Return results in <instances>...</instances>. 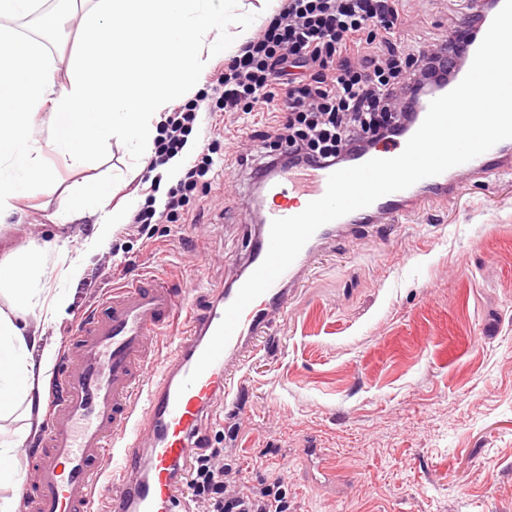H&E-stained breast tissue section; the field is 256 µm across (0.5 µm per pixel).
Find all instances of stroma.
Here are the masks:
<instances>
[{"label":"stroma","instance_id":"35a3bbf8","mask_svg":"<svg viewBox=\"0 0 512 512\" xmlns=\"http://www.w3.org/2000/svg\"><path fill=\"white\" fill-rule=\"evenodd\" d=\"M397 39L417 47L459 19L458 0H402ZM26 38L70 53L77 20ZM192 132L226 156L210 185L152 239L118 228L72 283L67 317L48 328L56 351L112 284L148 273L207 299L237 274L254 235L252 169L275 121L210 110ZM121 142L96 169L113 202L148 199L150 170L133 174ZM57 194L27 208L0 249L55 232ZM224 462L253 488L283 477L288 512H512V184L468 183L399 224L337 242L287 316L264 336L203 423Z\"/></svg>","mask_w":512,"mask_h":512}]
</instances>
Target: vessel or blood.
Instances as JSON below:
<instances>
[{"mask_svg": "<svg viewBox=\"0 0 512 512\" xmlns=\"http://www.w3.org/2000/svg\"><path fill=\"white\" fill-rule=\"evenodd\" d=\"M504 0H472L476 26L464 27L461 54L467 60L483 40ZM456 66L447 86L412 87L414 115L394 142L350 153L339 163L321 162L305 171L278 166L259 184L255 233L243 267L223 293L201 308H181L169 282L145 276L113 287L94 313L75 328L64 353L66 371L49 401L51 427L36 451L22 450L5 468L35 469V485L21 483L22 512H96V497L112 500V512H182L185 489L173 476L189 457L191 433L201 427L217 401L227 399L235 373L260 338L288 314V307L317 260L337 237L356 238L368 225L400 223L413 210L438 199L458 197L470 181L494 175L512 181V139L410 188L320 227L293 264L243 312L219 359L189 388L191 373L226 308L263 262L273 219L299 214L322 197L327 179L340 168L399 155L423 122L430 102L457 86L468 71ZM186 316L168 363L152 371L153 341L162 328Z\"/></svg>", "mask_w": 512, "mask_h": 512, "instance_id": "1", "label": "vessel or blood"}]
</instances>
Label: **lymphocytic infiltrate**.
Masks as SVG:
<instances>
[{
	"mask_svg": "<svg viewBox=\"0 0 512 512\" xmlns=\"http://www.w3.org/2000/svg\"><path fill=\"white\" fill-rule=\"evenodd\" d=\"M399 0H286L279 13L213 75L214 111L277 108L284 149L271 165L334 162L392 138L409 118L412 85L448 76L457 56L450 35L419 48L396 38ZM197 106L177 107L160 126L151 167L178 154ZM186 472L194 512H288L281 480L258 491L232 490L220 448H200Z\"/></svg>",
	"mask_w": 512,
	"mask_h": 512,
	"instance_id": "1",
	"label": "lymphocytic infiltrate"
}]
</instances>
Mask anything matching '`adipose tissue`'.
Returning a JSON list of instances; mask_svg holds the SVG:
<instances>
[{"label":"adipose tissue","mask_w":512,"mask_h":512,"mask_svg":"<svg viewBox=\"0 0 512 512\" xmlns=\"http://www.w3.org/2000/svg\"><path fill=\"white\" fill-rule=\"evenodd\" d=\"M87 2L75 55L53 58L34 47L24 71L0 58V99L11 102L0 113V223L19 213L21 199L53 187L57 162L84 179L63 192L54 224L92 223L75 250L58 233L0 253V450L13 453L39 427L43 402L34 389L55 364L44 330L66 316L86 255L136 207L112 206L111 188L93 170L115 139L143 165L173 102L191 98L213 60L234 56L282 0L258 8L249 0ZM17 413L23 425L7 428Z\"/></svg>","instance_id":"1"}]
</instances>
